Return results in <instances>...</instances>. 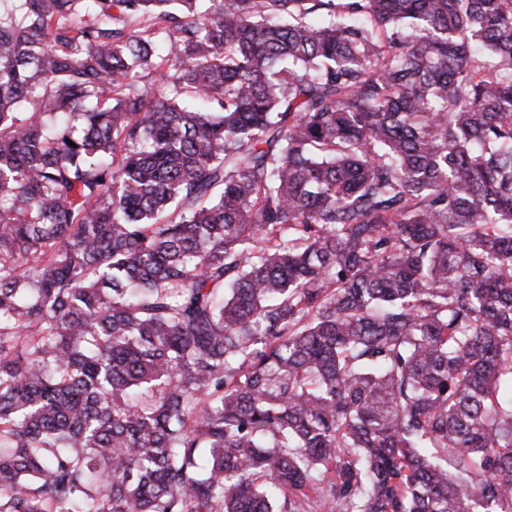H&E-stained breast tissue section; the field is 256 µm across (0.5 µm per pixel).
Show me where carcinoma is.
<instances>
[{
  "label": "carcinoma",
  "instance_id": "carcinoma-1",
  "mask_svg": "<svg viewBox=\"0 0 512 512\" xmlns=\"http://www.w3.org/2000/svg\"><path fill=\"white\" fill-rule=\"evenodd\" d=\"M0 512H512V0H0Z\"/></svg>",
  "mask_w": 512,
  "mask_h": 512
}]
</instances>
